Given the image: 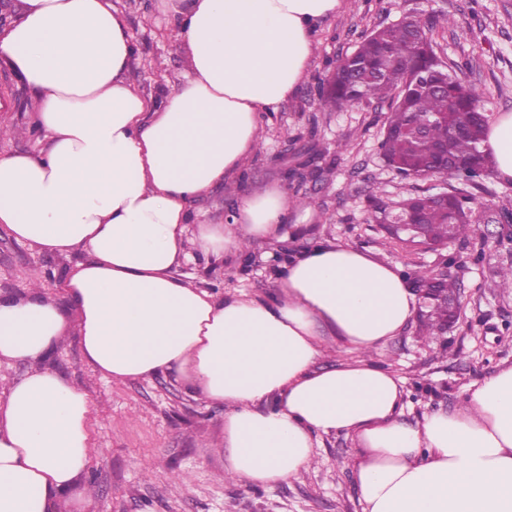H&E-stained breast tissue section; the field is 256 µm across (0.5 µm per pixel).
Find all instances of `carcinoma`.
<instances>
[{"mask_svg": "<svg viewBox=\"0 0 512 512\" xmlns=\"http://www.w3.org/2000/svg\"><path fill=\"white\" fill-rule=\"evenodd\" d=\"M447 24L443 17L419 30L410 21H400L372 32L337 63L321 89L322 104L332 108L391 103L382 157L407 178L434 176L442 160L439 149L447 147L453 178L464 185L448 192V208L422 193L398 202L394 214L373 193L367 213L371 224H386L395 215L408 220L416 225L415 241L431 245L476 234L478 202L473 191L483 189L492 171V157L482 149L486 89L460 78L450 66L433 65V28ZM447 318V307L429 306L425 336H438Z\"/></svg>", "mask_w": 512, "mask_h": 512, "instance_id": "1", "label": "carcinoma"}]
</instances>
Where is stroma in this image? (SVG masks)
Returning <instances> with one entry per match:
<instances>
[{"mask_svg":"<svg viewBox=\"0 0 512 512\" xmlns=\"http://www.w3.org/2000/svg\"><path fill=\"white\" fill-rule=\"evenodd\" d=\"M137 52L132 73L142 93L162 100L182 80L187 44L161 0H112ZM447 14L452 28L433 32L437 55L458 67L466 81L485 86L488 118L512 112V0H343L342 9L316 33L317 47L294 94L277 111L263 113V143L247 160L234 186L216 187L191 205L194 218L230 224L243 197L277 188L307 199L309 211H289L280 237L251 242L223 262L199 259L188 274L200 287L224 295L265 298L278 288L282 263L322 242L348 245L398 266L447 269L463 288L464 308L448 332L428 342L422 313L373 355L403 381V420L417 426L424 415L450 412L472 384L512 364V289L499 288V272L512 267V236L502 227L512 215V179L490 176L481 202V236L447 247L407 248L390 243L368 223L367 198L379 192L395 201L418 191L454 187L451 178L407 179L387 166L379 151L389 106L372 102L342 109L321 106L318 87L336 61L361 37L406 15L434 21ZM38 96L0 67V154L34 152L47 142L35 127ZM79 260L20 243L0 231V296H24L32 274L51 294ZM47 364L84 389L94 412L91 499L73 512H360L361 493L349 460L356 444L343 433L318 439L317 463L272 486H251L224 476V407L193 396L171 375L112 383L95 375L75 337Z\"/></svg>","mask_w":512,"mask_h":512,"instance_id":"obj_1","label":"stroma"}]
</instances>
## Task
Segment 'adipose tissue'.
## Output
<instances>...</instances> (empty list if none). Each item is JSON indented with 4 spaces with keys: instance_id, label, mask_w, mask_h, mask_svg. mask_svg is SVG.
<instances>
[{
    "instance_id": "adipose-tissue-1",
    "label": "adipose tissue",
    "mask_w": 512,
    "mask_h": 512,
    "mask_svg": "<svg viewBox=\"0 0 512 512\" xmlns=\"http://www.w3.org/2000/svg\"><path fill=\"white\" fill-rule=\"evenodd\" d=\"M342 0H168L189 49L162 102L132 80L136 47L112 0H23L0 64L39 95L45 150L0 156V227L52 254L83 252L62 298H0V512H60L91 463L93 403L46 361L70 328L101 379L176 375L224 405V473L252 486L297 475L316 438L343 432L362 512H512V366L450 413L403 424L402 380L368 360L410 321L398 267L321 243L291 258L266 300L224 298L181 266L278 237L295 203L243 198L236 224L190 221L260 143L262 115L305 76L314 33ZM485 150L512 176V113ZM362 359L321 367L326 341Z\"/></svg>"
}]
</instances>
